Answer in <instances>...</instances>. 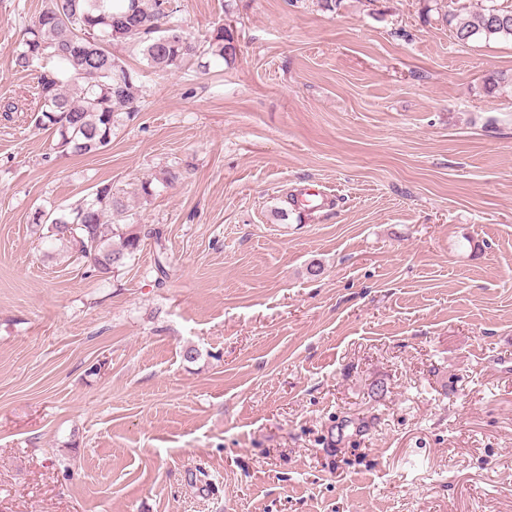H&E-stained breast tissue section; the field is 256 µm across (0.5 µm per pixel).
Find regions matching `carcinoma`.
<instances>
[{"mask_svg":"<svg viewBox=\"0 0 512 512\" xmlns=\"http://www.w3.org/2000/svg\"><path fill=\"white\" fill-rule=\"evenodd\" d=\"M173 0H45L24 28L15 66L39 70L35 123L58 134L57 146L75 155L97 154L112 142L117 112L139 111L141 73L112 46H136L148 68L172 72L196 60L228 61L236 53L233 31L219 27L208 46L176 16ZM445 20L460 42L475 36L512 37V9L490 5L474 14L449 13ZM36 223L45 238L90 260L107 274L126 264L147 238L160 231L142 225L112 185L100 184L77 202L40 211Z\"/></svg>","mask_w":512,"mask_h":512,"instance_id":"1","label":"carcinoma"}]
</instances>
